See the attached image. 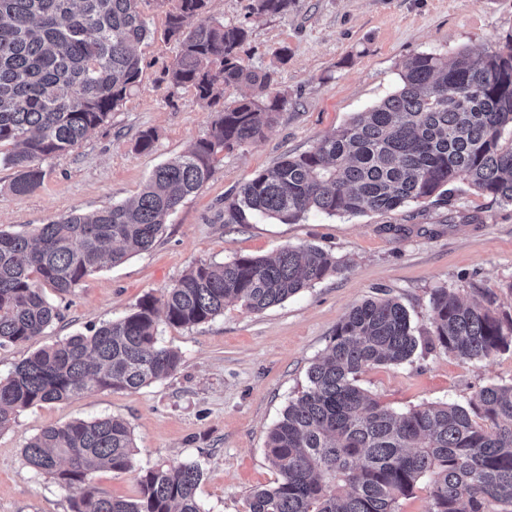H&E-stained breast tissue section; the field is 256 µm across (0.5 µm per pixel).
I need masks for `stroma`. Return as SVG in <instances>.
Wrapping results in <instances>:
<instances>
[{
    "mask_svg": "<svg viewBox=\"0 0 512 512\" xmlns=\"http://www.w3.org/2000/svg\"><path fill=\"white\" fill-rule=\"evenodd\" d=\"M211 15L246 24V64L271 71L287 106L265 137L219 155L210 179L187 197L154 246L105 265L71 294L52 296L59 317L47 333L0 348V377L38 349L162 299L184 273L238 256L266 257L285 246L312 245L340 268L262 312L241 303L191 328L158 326L160 345L182 360L166 379L135 391L102 390L20 411L0 431V512H70L72 492L26 466L23 449L42 429L104 416L124 419L134 437V469L92 471L89 484L115 498L139 496L145 471L199 467L204 512H245L251 493L274 486L267 435L350 309L391 297L408 310L417 335L431 330V295L512 312V206L456 183L446 200L428 199L392 212L358 216L307 213L293 224L257 218L224 221V200L257 171L309 150L322 137L368 111L401 84L406 58L421 52L454 57L512 36V0H298L284 15H259L252 0H210ZM164 0H144L150 36L136 48L141 81L107 122L67 152L42 162L44 179L15 194L14 169L0 166V230L36 233L73 212L137 197L157 166L208 129L211 109L190 88L164 79L178 46L165 39ZM155 130L151 150L137 151ZM360 383L389 408L405 412L438 403L466 404L480 388L512 383V351L464 362L442 349L398 366L365 371Z\"/></svg>",
    "mask_w": 512,
    "mask_h": 512,
    "instance_id": "1",
    "label": "stroma"
}]
</instances>
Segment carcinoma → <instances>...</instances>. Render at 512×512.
<instances>
[{"instance_id": "cac0c4a2", "label": "carcinoma", "mask_w": 512, "mask_h": 512, "mask_svg": "<svg viewBox=\"0 0 512 512\" xmlns=\"http://www.w3.org/2000/svg\"><path fill=\"white\" fill-rule=\"evenodd\" d=\"M144 0H0V156L16 170L11 189L35 191L40 162L66 152L103 125L140 82L134 46L149 37ZM260 15L297 0H254ZM208 0H174L164 35L179 46L165 72L214 107L205 136L153 172L138 198L42 225L29 237L0 230V347L42 336L58 318L46 289L73 292L106 261L150 250L168 217L212 176L219 153L262 139L287 103L272 75L244 62L242 25L207 15ZM252 93L220 104L224 91ZM512 38L498 49H460L448 60L418 53L401 86L358 112L312 149L255 173L231 199L226 224L255 215L293 224L314 210L336 215L388 212L458 181L512 205ZM336 257L314 246L271 258L201 264L178 279L162 308L145 298L131 314L90 335L69 336L18 363L0 379V430L18 411L99 390H136L177 370L178 351L157 340L158 316L192 327L224 314L229 300L261 312L336 272ZM432 334L415 335L393 298L353 307L308 385L288 402L266 444L275 486L254 491L245 512H397L400 497L428 481L429 512H512V384L481 388L465 405H424L398 413L359 385L367 369L400 365L418 348L462 361L512 349V313L462 302L446 288L431 297ZM134 439L114 416L44 428L25 463L71 489V512H203L200 470L188 464L145 472L140 496L87 489L99 468L129 472Z\"/></svg>"}]
</instances>
